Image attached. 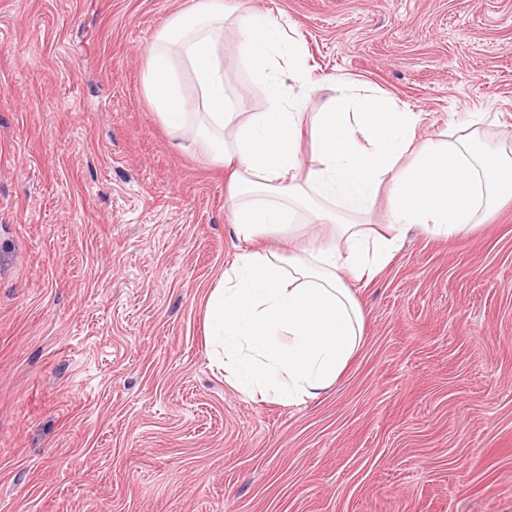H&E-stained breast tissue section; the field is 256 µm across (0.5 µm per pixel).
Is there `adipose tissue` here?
Wrapping results in <instances>:
<instances>
[{
    "instance_id": "adipose-tissue-1",
    "label": "adipose tissue",
    "mask_w": 512,
    "mask_h": 512,
    "mask_svg": "<svg viewBox=\"0 0 512 512\" xmlns=\"http://www.w3.org/2000/svg\"><path fill=\"white\" fill-rule=\"evenodd\" d=\"M229 21L249 80L264 90L263 111L236 110L223 61ZM185 70L197 100L182 92ZM290 80L327 91L322 112L307 117ZM143 86L163 122L229 172L231 231L250 248L211 288L206 318L219 368L250 396L293 404L327 392L364 336L348 281L383 271L408 227L452 238L512 197V151L478 145L484 113H470L468 135L419 139L417 114L391 95L339 76L312 79L290 22L258 0H194L175 13L149 51ZM385 184L383 235L369 216ZM267 237L293 247L253 248Z\"/></svg>"
}]
</instances>
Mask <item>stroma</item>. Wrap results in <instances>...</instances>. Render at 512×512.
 <instances>
[{
	"label": "stroma",
	"mask_w": 512,
	"mask_h": 512,
	"mask_svg": "<svg viewBox=\"0 0 512 512\" xmlns=\"http://www.w3.org/2000/svg\"><path fill=\"white\" fill-rule=\"evenodd\" d=\"M188 2L0 0V512H512V202L351 282L365 336L319 398L213 367L206 296L244 245L142 86ZM261 2L419 137L512 131V0Z\"/></svg>",
	"instance_id": "35a3bbf8"
}]
</instances>
